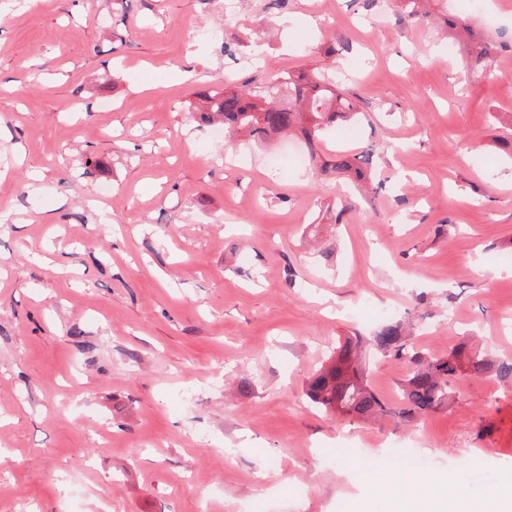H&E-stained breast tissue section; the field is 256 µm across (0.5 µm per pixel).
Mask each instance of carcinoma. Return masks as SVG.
<instances>
[{"label": "carcinoma", "mask_w": 512, "mask_h": 512, "mask_svg": "<svg viewBox=\"0 0 512 512\" xmlns=\"http://www.w3.org/2000/svg\"><path fill=\"white\" fill-rule=\"evenodd\" d=\"M427 0H392L393 6L410 16H424ZM454 37L466 48L468 68L485 75L491 73V50L477 40L466 23L450 16ZM278 100L272 101L271 94ZM199 105L194 107L202 122H221L235 127L249 137L261 139L271 134L299 131L311 150L312 161L320 154L316 147L321 133L339 120L357 114L356 105L343 98L325 80L313 73H288L258 91L241 92L205 86L197 92ZM365 155L330 154L321 168L338 177L356 182L370 180ZM368 347L388 356L410 354L415 365L401 386L400 404L393 408L367 384L365 368H351V358L358 355L360 339L347 338L336 345L329 365L317 370L306 385L308 398L327 412L339 411L360 418L390 414L410 420L438 410L448 403V384L467 372L473 378L494 376L512 381V360L491 353L473 350L466 342L446 354L425 358L409 353L407 335L402 321L387 322L368 339Z\"/></svg>", "instance_id": "cac0c4a2"}]
</instances>
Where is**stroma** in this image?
Instances as JSON below:
<instances>
[{"mask_svg": "<svg viewBox=\"0 0 512 512\" xmlns=\"http://www.w3.org/2000/svg\"><path fill=\"white\" fill-rule=\"evenodd\" d=\"M0 0V512H387L512 489V384L406 421L315 408L336 343L409 321L512 358V0ZM350 51L331 55L332 44ZM333 78L357 187L193 118L209 82ZM280 164H273V157ZM397 403L407 358L371 354ZM416 441L428 465L403 471ZM448 24L453 27L454 37L466 48L468 54V68L473 71H480L481 74L491 73V50L483 42L478 41L469 25L452 16L446 15Z\"/></svg>", "mask_w": 512, "mask_h": 512, "instance_id": "obj_1", "label": "stroma"}]
</instances>
